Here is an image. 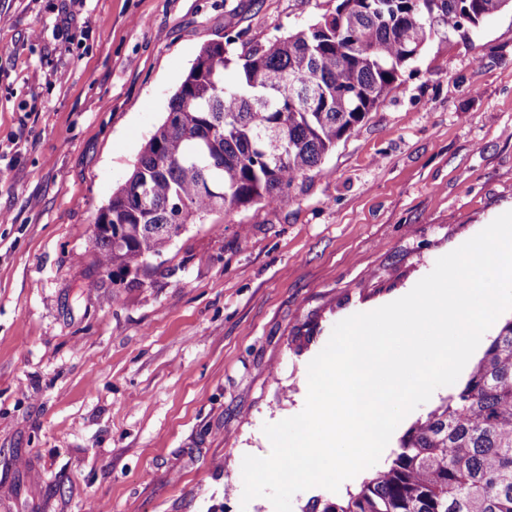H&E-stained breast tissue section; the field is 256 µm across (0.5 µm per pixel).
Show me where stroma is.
<instances>
[{
	"instance_id": "stroma-1",
	"label": "stroma",
	"mask_w": 512,
	"mask_h": 512,
	"mask_svg": "<svg viewBox=\"0 0 512 512\" xmlns=\"http://www.w3.org/2000/svg\"><path fill=\"white\" fill-rule=\"evenodd\" d=\"M338 2L0 0V512H274L242 503V460L303 409L334 325L512 209L510 7L430 41L274 203L120 284L97 266L96 213L200 49Z\"/></svg>"
}]
</instances>
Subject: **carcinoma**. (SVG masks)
<instances>
[{"instance_id": "carcinoma-1", "label": "carcinoma", "mask_w": 512, "mask_h": 512, "mask_svg": "<svg viewBox=\"0 0 512 512\" xmlns=\"http://www.w3.org/2000/svg\"><path fill=\"white\" fill-rule=\"evenodd\" d=\"M511 4L340 0L287 36L239 52L230 33L203 46L131 174L98 210V266L120 279L189 225L274 202L357 130L428 42ZM307 512H512V319L384 470Z\"/></svg>"}]
</instances>
